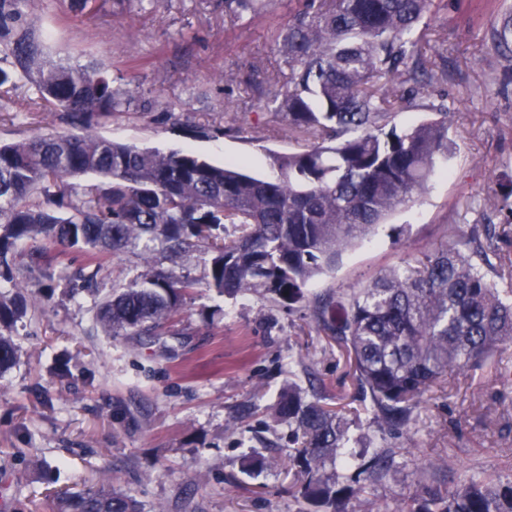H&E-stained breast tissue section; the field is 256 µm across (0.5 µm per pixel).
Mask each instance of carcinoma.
<instances>
[{
  "label": "carcinoma",
  "instance_id": "carcinoma-1",
  "mask_svg": "<svg viewBox=\"0 0 512 512\" xmlns=\"http://www.w3.org/2000/svg\"><path fill=\"white\" fill-rule=\"evenodd\" d=\"M278 29L285 71L261 109L288 119L307 144L269 152L272 173L218 166L184 151L163 152L92 131L130 95L98 67L65 65L43 49L30 0H0V87L23 74L41 102L79 133L0 145V280H16L12 250L30 243L27 270L45 279L50 248H78L84 286L102 261L142 247L172 259L209 255L203 281L229 295L258 292L274 302L305 299L304 288L331 272L354 242L374 236L397 208L417 202L439 162L448 158V113L397 129L401 97L394 83L436 78V56L419 31L434 0H294ZM264 0H224L225 15L244 25ZM512 54V13L495 29ZM96 175L81 192L66 179ZM231 224L236 235L224 236ZM492 224L390 266L359 288L307 300L317 333L342 346L368 391L380 434L410 430L425 395L458 368L480 370L512 346V264H503ZM200 280L150 268L97 305L112 336H156ZM27 298L0 293V371L17 360L8 332L26 316ZM274 419L288 423L299 494L313 512H345L366 481L395 474L387 445L365 458L349 451V422L283 388ZM56 512H140L108 482L57 496ZM395 512H512V477L481 471L455 487L400 500Z\"/></svg>",
  "mask_w": 512,
  "mask_h": 512
}]
</instances>
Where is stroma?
I'll use <instances>...</instances> for the list:
<instances>
[{"instance_id":"obj_1","label":"stroma","mask_w":512,"mask_h":512,"mask_svg":"<svg viewBox=\"0 0 512 512\" xmlns=\"http://www.w3.org/2000/svg\"><path fill=\"white\" fill-rule=\"evenodd\" d=\"M512 0H436L425 20L445 75L405 92L392 117L406 126L448 107L454 148L426 195L395 210L373 238L346 250L307 295L356 288L381 270L448 242L474 224L496 227L512 256V195L499 183L512 162V55L492 42ZM47 53L98 64L129 107L101 121L100 135L183 150L215 164L245 162L268 174L269 152L296 150L285 120L256 109L279 67L272 38L290 18L268 0L247 26L231 25L224 0H32ZM0 112V143L66 131L17 78ZM48 290L21 281L29 302L12 333L15 365L0 373V512H54L57 493L109 479L141 512H303L287 425L275 423L281 389L296 384L351 420L357 446L374 435L347 355L307 317L249 293L203 285L159 336H110L96 321L97 296L144 269L138 255L106 260L99 293L74 291L81 252L57 248ZM395 476L351 498L348 512H393L421 477L448 487L477 471L512 476V348L482 371H461L428 393L417 431L389 436ZM267 466L245 474V456Z\"/></svg>"}]
</instances>
